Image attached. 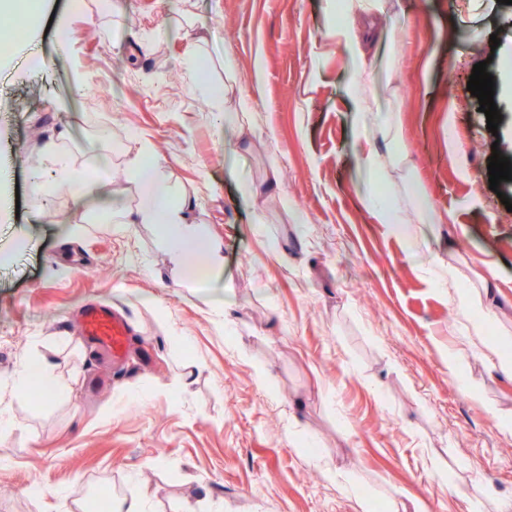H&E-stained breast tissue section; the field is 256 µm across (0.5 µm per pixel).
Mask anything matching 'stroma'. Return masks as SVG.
I'll return each instance as SVG.
<instances>
[{
    "mask_svg": "<svg viewBox=\"0 0 512 512\" xmlns=\"http://www.w3.org/2000/svg\"><path fill=\"white\" fill-rule=\"evenodd\" d=\"M511 15L500 0H382L371 91L396 114L430 204L454 217L399 234L365 203L389 193L415 211L358 167L336 0H195L189 14L181 0H44L0 58V512H88L97 495L131 490L149 512H356L351 486L431 512H495L511 498L512 437L499 426L512 378L491 347L512 340V180L491 190L487 169L493 150L512 158ZM482 61L494 133L467 89ZM202 75L228 84L223 111ZM242 127L250 150L225 156ZM142 139L197 197L199 229L222 240L218 287L187 282L152 226L110 227L96 202L46 195L33 178L103 155L112 176ZM271 173L276 189L251 199ZM489 261L495 317L478 334L442 268L464 288ZM92 304L127 317L122 364L80 335ZM24 354L53 363L67 392L15 388Z\"/></svg>",
    "mask_w": 512,
    "mask_h": 512,
    "instance_id": "stroma-1",
    "label": "stroma"
}]
</instances>
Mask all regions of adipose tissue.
Instances as JSON below:
<instances>
[{
	"instance_id": "obj_1",
	"label": "adipose tissue",
	"mask_w": 512,
	"mask_h": 512,
	"mask_svg": "<svg viewBox=\"0 0 512 512\" xmlns=\"http://www.w3.org/2000/svg\"><path fill=\"white\" fill-rule=\"evenodd\" d=\"M380 7V0H343L342 11L346 18L335 31L337 44L343 46L356 64L349 93L355 102L359 122H366L375 112V101L366 93L372 78V66L362 49V38L356 28L357 20L372 15ZM389 154L367 148L359 152V165L371 178L391 180L393 173L407 170L409 155L400 150L401 130L394 120H386L381 128ZM153 146L140 141L137 150L127 155L118 184L102 180L94 168L68 166L62 178L43 184L46 193L69 188L98 197L122 224H150L157 231L159 245L171 260L182 268L192 280L207 283L217 277L224 265L223 245L214 237L197 232L193 213L197 207L195 197L174 195L160 164L151 160ZM133 192L139 198L130 208L121 206L119 200ZM21 388L38 389L44 397L55 396L64 386V380L55 367L47 361L23 357L16 375Z\"/></svg>"
}]
</instances>
